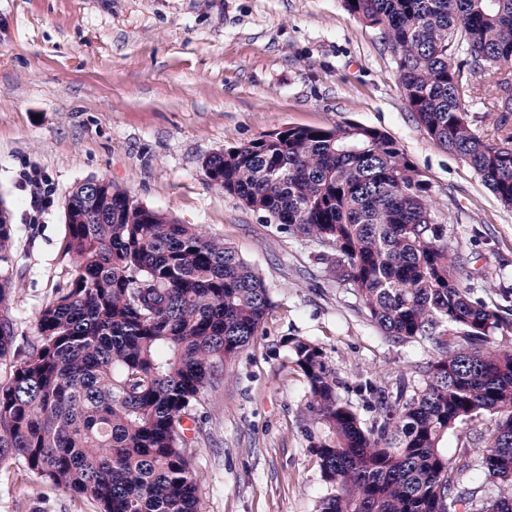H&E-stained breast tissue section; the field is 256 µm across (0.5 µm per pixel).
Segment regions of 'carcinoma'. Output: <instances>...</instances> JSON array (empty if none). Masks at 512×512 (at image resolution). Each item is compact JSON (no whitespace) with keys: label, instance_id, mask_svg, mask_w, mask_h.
Masks as SVG:
<instances>
[{"label":"carcinoma","instance_id":"1","mask_svg":"<svg viewBox=\"0 0 512 512\" xmlns=\"http://www.w3.org/2000/svg\"><path fill=\"white\" fill-rule=\"evenodd\" d=\"M344 5L391 48L421 130L512 206V147L466 120L477 74L493 107L512 112V0ZM203 169L266 223L328 245L336 280L385 336L434 347L414 395L374 391L379 418L364 428L322 347L288 340L306 382L309 451L328 487L318 512H512V352L485 348L502 319L471 300L448 227L432 220L431 186L396 141L367 125L294 127L215 153ZM71 200L64 253L76 268L0 380V462L23 463L99 512H198L185 423L257 335L268 289L223 242L110 181ZM12 231L0 223V264ZM0 322L2 362L15 331ZM485 414L497 417L494 431L477 460L457 464L443 439ZM464 471L497 479V496L485 500Z\"/></svg>","mask_w":512,"mask_h":512}]
</instances>
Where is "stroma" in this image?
Segmentation results:
<instances>
[{
  "instance_id": "35a3bbf8",
  "label": "stroma",
  "mask_w": 512,
  "mask_h": 512,
  "mask_svg": "<svg viewBox=\"0 0 512 512\" xmlns=\"http://www.w3.org/2000/svg\"><path fill=\"white\" fill-rule=\"evenodd\" d=\"M351 124L384 131L431 184L432 215L472 274L471 298L506 320L487 345L512 351V207L418 127L393 53L343 0H0V205L13 226L15 349L72 276L65 205L90 179L223 240L268 288L261 330L198 409L199 512H317L327 488L288 339L324 349L363 426L378 417L370 388L422 384L417 366L430 348L384 336L338 286L328 247L264 223L202 169L273 131ZM30 169L50 194L39 210L22 180ZM493 425L488 416L459 425L450 453L476 458ZM0 512L96 507L12 462L0 465Z\"/></svg>"
}]
</instances>
